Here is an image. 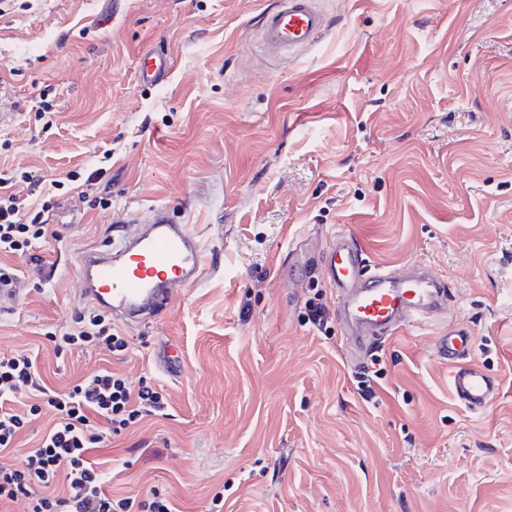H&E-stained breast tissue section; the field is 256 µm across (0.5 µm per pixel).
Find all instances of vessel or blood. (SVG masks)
<instances>
[{"label":"vessel or blood","mask_w":512,"mask_h":512,"mask_svg":"<svg viewBox=\"0 0 512 512\" xmlns=\"http://www.w3.org/2000/svg\"><path fill=\"white\" fill-rule=\"evenodd\" d=\"M328 25L317 0H277L262 17V45L275 56L291 54L309 47ZM172 68L169 50L149 48L140 54L137 78L142 84L157 85ZM365 263V250L347 232H338L326 247L325 270L355 346H362L364 331L391 337L404 323H428L445 309L446 283L422 268H382L367 279ZM202 268L200 243L188 226L172 223L164 210L156 209L149 217H133L120 245L85 251L76 274L83 283V299L131 326L155 319L167 308L175 289L197 285ZM437 349L448 361V384L456 401L474 413L489 408L501 384L472 359L470 332L449 330Z\"/></svg>","instance_id":"vessel-or-blood-1"}]
</instances>
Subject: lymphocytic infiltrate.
Segmentation results:
<instances>
[{
  "label": "lymphocytic infiltrate",
  "mask_w": 512,
  "mask_h": 512,
  "mask_svg": "<svg viewBox=\"0 0 512 512\" xmlns=\"http://www.w3.org/2000/svg\"><path fill=\"white\" fill-rule=\"evenodd\" d=\"M11 170L0 169V300L15 303L21 270L5 263L26 256L56 237L39 214L25 215L14 193ZM56 354L88 348L124 351L128 342L103 312L77 313L71 324L46 332ZM162 393L143 385L130 389L109 369H99L68 390L48 388L34 359L25 353L0 356V455L9 454L30 417L50 411L52 426L20 467L0 464V501L25 498L29 512H134L129 498L113 500L92 450L104 447L144 417L162 414Z\"/></svg>",
  "instance_id": "f902f5d3"
}]
</instances>
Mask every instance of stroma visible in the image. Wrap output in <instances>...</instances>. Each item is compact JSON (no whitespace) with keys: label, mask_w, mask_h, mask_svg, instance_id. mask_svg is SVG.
<instances>
[{"label":"stroma","mask_w":512,"mask_h":512,"mask_svg":"<svg viewBox=\"0 0 512 512\" xmlns=\"http://www.w3.org/2000/svg\"><path fill=\"white\" fill-rule=\"evenodd\" d=\"M274 0H0V168L59 240L0 314V354L61 389L107 366L168 400L99 452L117 497L179 512H512V0H319L332 30L268 56ZM166 45V81L138 53ZM48 101L52 122L39 120ZM75 180H68V173ZM64 180L61 188L53 180ZM153 208L188 225L200 285L119 355H56L85 306L74 268ZM352 234L371 268L449 287L435 321L350 355L323 261ZM329 316L305 322L308 301ZM463 327L503 383L459 406L439 336ZM380 359V398L356 383ZM173 68V57L169 50L148 48L142 51L137 62V78L144 85L162 83Z\"/></svg>","instance_id":"35a3bbf8"}]
</instances>
